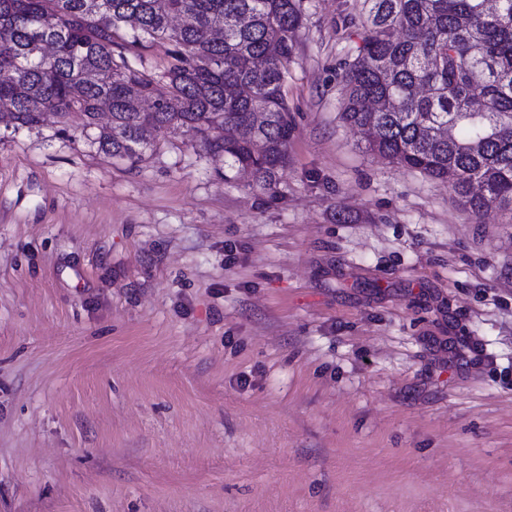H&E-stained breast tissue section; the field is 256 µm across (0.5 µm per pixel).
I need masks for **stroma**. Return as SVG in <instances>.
<instances>
[{"label":"stroma","instance_id":"1","mask_svg":"<svg viewBox=\"0 0 512 512\" xmlns=\"http://www.w3.org/2000/svg\"><path fill=\"white\" fill-rule=\"evenodd\" d=\"M302 9L275 191L0 123V512H512V223L365 149L361 0Z\"/></svg>","mask_w":512,"mask_h":512}]
</instances>
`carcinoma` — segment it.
<instances>
[{
	"label": "carcinoma",
	"instance_id": "carcinoma-1",
	"mask_svg": "<svg viewBox=\"0 0 512 512\" xmlns=\"http://www.w3.org/2000/svg\"><path fill=\"white\" fill-rule=\"evenodd\" d=\"M342 118L365 148L448 184L473 216L512 214V0H365ZM300 0H0V116L77 114L131 164L184 130L274 190L293 136L285 92ZM165 42L149 75L124 55ZM109 103L110 123H98Z\"/></svg>",
	"mask_w": 512,
	"mask_h": 512
}]
</instances>
